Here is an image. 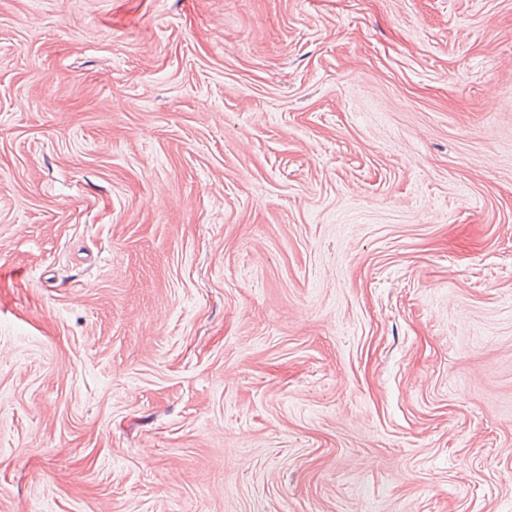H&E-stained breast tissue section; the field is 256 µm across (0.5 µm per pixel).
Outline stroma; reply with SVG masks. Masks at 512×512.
Segmentation results:
<instances>
[{
	"label": "stroma",
	"instance_id": "35a3bbf8",
	"mask_svg": "<svg viewBox=\"0 0 512 512\" xmlns=\"http://www.w3.org/2000/svg\"><path fill=\"white\" fill-rule=\"evenodd\" d=\"M0 512H512V0H0Z\"/></svg>",
	"mask_w": 512,
	"mask_h": 512
}]
</instances>
